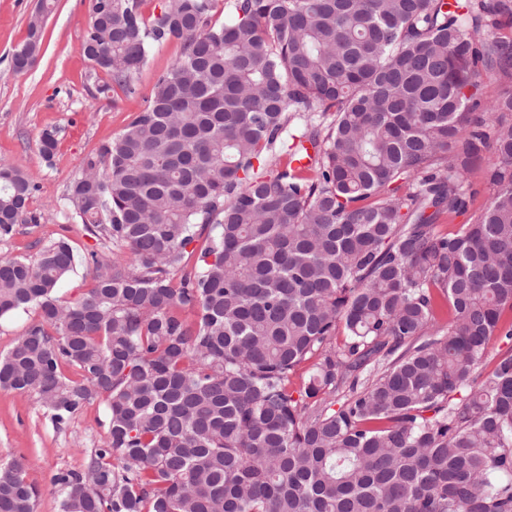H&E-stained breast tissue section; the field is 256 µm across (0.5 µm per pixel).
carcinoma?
Returning <instances> with one entry per match:
<instances>
[{
  "label": "carcinoma",
  "instance_id": "cac0c4a2",
  "mask_svg": "<svg viewBox=\"0 0 512 512\" xmlns=\"http://www.w3.org/2000/svg\"><path fill=\"white\" fill-rule=\"evenodd\" d=\"M227 7L218 25L213 0L150 20L92 0L98 92L134 96L156 43L180 53L67 187L101 245L91 286L57 297L77 263L63 239L0 259V318L40 315L0 355V387L56 424L107 405L103 446L53 478L59 512H512V355L484 372L492 338L512 339V90L471 93L512 80V37L488 38L512 0ZM57 143L43 130L46 161ZM481 164L495 194L440 230ZM37 190L0 165V239L38 223ZM201 224L220 231L189 269ZM28 468L0 463V512H34Z\"/></svg>",
  "mask_w": 512,
  "mask_h": 512
}]
</instances>
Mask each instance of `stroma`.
I'll return each mask as SVG.
<instances>
[{
    "mask_svg": "<svg viewBox=\"0 0 512 512\" xmlns=\"http://www.w3.org/2000/svg\"><path fill=\"white\" fill-rule=\"evenodd\" d=\"M38 0H0V164L27 170L37 181L31 204L41 220L17 225L12 237L0 240L1 258L37 260L41 250L66 239L81 262L61 282V301L77 299L92 282L82 259L99 249L98 240L79 220L60 208L86 155L117 137L145 106L155 80L180 52L171 41L153 46L136 74L138 93H98L108 77L83 54L91 19V0H55L44 24L41 52L28 70L16 72L11 55L27 37L28 23ZM57 129L52 162L39 152L44 129ZM108 436L106 405L96 400L62 425H54L36 396L0 389V463L16 458L30 462L27 480L39 490L35 512H59L52 483L61 471H81L95 448Z\"/></svg>",
    "mask_w": 512,
    "mask_h": 512,
    "instance_id": "stroma-1",
    "label": "stroma"
}]
</instances>
